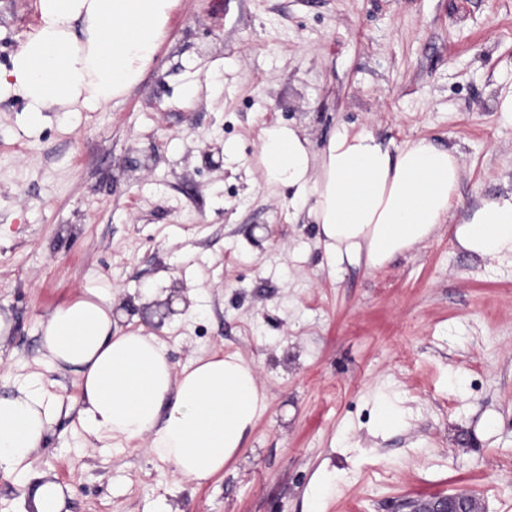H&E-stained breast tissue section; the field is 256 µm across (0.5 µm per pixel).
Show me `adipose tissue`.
Masks as SVG:
<instances>
[{
  "label": "adipose tissue",
  "instance_id": "1",
  "mask_svg": "<svg viewBox=\"0 0 512 512\" xmlns=\"http://www.w3.org/2000/svg\"><path fill=\"white\" fill-rule=\"evenodd\" d=\"M179 0H39L40 26L0 71V96L25 103L28 124L46 112L105 106L124 97L152 64ZM262 174L294 188L321 228L330 269L369 270L429 240L448 223L461 176L456 149L426 137L395 146L340 126L320 153L295 129L260 128ZM453 236L483 260L512 257V193L482 202ZM111 289L55 308L42 325L49 368L79 378V421L96 437L151 448L178 476L204 485L222 474L267 408L254 365L236 354L175 369L156 336L120 332ZM57 406L39 380L0 397V469L14 471L44 444ZM66 487H24L20 512H62Z\"/></svg>",
  "mask_w": 512,
  "mask_h": 512
}]
</instances>
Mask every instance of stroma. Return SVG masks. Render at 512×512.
<instances>
[{"instance_id": "35a3bbf8", "label": "stroma", "mask_w": 512, "mask_h": 512, "mask_svg": "<svg viewBox=\"0 0 512 512\" xmlns=\"http://www.w3.org/2000/svg\"><path fill=\"white\" fill-rule=\"evenodd\" d=\"M38 23V0H0L1 70ZM508 83L512 0H180L118 102L31 127L1 99L0 395L38 373L67 408L32 474L67 485L69 512H396L461 489L512 512V257L475 259L443 229L382 269L330 272L258 139L299 127L317 152L343 125L454 147L457 224L512 192ZM207 143L233 152L209 167ZM100 286L126 305L118 329L155 334L175 367L255 365L267 409L207 485L174 479L149 438L89 435L77 374L42 364L41 322ZM149 288L187 309L156 325Z\"/></svg>"}]
</instances>
